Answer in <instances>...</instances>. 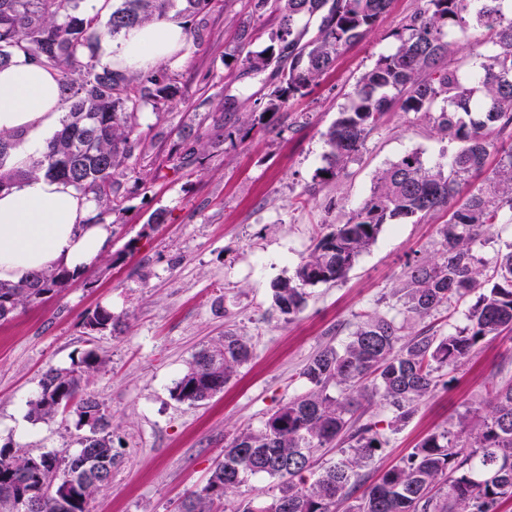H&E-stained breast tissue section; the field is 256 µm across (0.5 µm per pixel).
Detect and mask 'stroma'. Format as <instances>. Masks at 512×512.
<instances>
[{
    "mask_svg": "<svg viewBox=\"0 0 512 512\" xmlns=\"http://www.w3.org/2000/svg\"><path fill=\"white\" fill-rule=\"evenodd\" d=\"M416 5L391 0L388 13L344 48L329 72L289 100V119L304 118V126H258L233 144L214 138L215 128L240 126L246 114L261 111L276 83L268 73L242 76L233 56L238 23L250 19L249 48L259 51L277 19L255 10L254 0H211L188 19L198 39H186L180 56L166 62L179 94L166 111L143 106L138 119L149 147L138 163L158 175L143 185L125 180L126 212L112 226L111 261L91 264L67 288L0 321V447L35 457L79 450L89 429L78 426L74 410L33 421L28 402L47 370L72 368L95 351L103 365L88 390L112 422L118 464L88 510L175 512L207 485L235 435L262 429L290 399L311 391L306 364L346 344L363 314L389 313L406 339L462 324L458 311L420 319L399 304L407 266L443 253L444 208L384 225L342 279L306 286L307 302L293 320L273 300V284L292 277L317 239L347 220L379 171L412 150L426 166L442 165L458 148L427 118L396 109L385 113L344 173L329 180L321 173L327 130L357 81L393 48L391 30ZM189 126L211 137L203 157L187 153L181 132ZM158 210L165 223H151ZM99 308L117 317L115 329H86ZM228 332L248 341L251 360L210 400L178 401L172 390L194 355ZM510 378L506 333L485 340L409 420L393 422L380 400L367 404L385 442L360 472L365 484L460 415L477 431L489 383Z\"/></svg>",
    "mask_w": 512,
    "mask_h": 512,
    "instance_id": "1",
    "label": "stroma"
}]
</instances>
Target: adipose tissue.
Listing matches in <instances>:
<instances>
[{"instance_id":"1","label":"adipose tissue","mask_w":512,"mask_h":512,"mask_svg":"<svg viewBox=\"0 0 512 512\" xmlns=\"http://www.w3.org/2000/svg\"><path fill=\"white\" fill-rule=\"evenodd\" d=\"M185 43L181 20L131 29L121 39L102 40L101 65L146 70L170 58ZM62 117L61 91L54 71L25 56L0 70V132L17 134L11 165L24 166L44 151ZM96 205L73 186L45 177L0 191V281L19 283L41 271L62 267L81 272L103 258L112 225L93 223Z\"/></svg>"}]
</instances>
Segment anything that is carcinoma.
Segmentation results:
<instances>
[{"label":"carcinoma","mask_w":512,"mask_h":512,"mask_svg":"<svg viewBox=\"0 0 512 512\" xmlns=\"http://www.w3.org/2000/svg\"><path fill=\"white\" fill-rule=\"evenodd\" d=\"M85 0H0V67L17 53L56 70L63 91L60 126L46 149L23 168L7 160L12 135L0 132V186L44 176L62 180L89 195L98 223L126 211L118 194L119 179L134 153L147 145L137 134L138 113L147 102L158 110L176 94L167 68L148 72L102 66L96 48L104 38L170 17L200 13L210 0H109L107 13L90 12ZM504 0H418L416 9L392 32L394 49L379 57L358 81L349 105L326 133L329 152L322 172L334 178L364 147L381 117L397 107L433 117L434 128L459 143L447 167L428 168L416 151L405 153L377 176L362 206L315 244L293 277L275 285L281 314L302 310L304 287L344 277L376 240L383 225L399 217L422 219L457 200L446 225L443 257L421 260L405 272L403 305L424 318L441 308L467 305L466 324L443 336L421 333L403 342L395 319L373 313L341 348H328L305 367L314 386L272 414L262 430L242 432L225 445L204 493L192 495L178 512H225L224 497L253 476L276 480L270 501L243 499L232 512H334L349 502L348 512H498L512 499V380L491 382L486 414L475 434L467 417L421 440L400 464L378 481L362 487L359 469L371 465L382 448L378 422L356 424L362 402L379 397L404 422L415 405L432 395L440 378L453 373L487 338L512 333V245L490 259L477 255L482 234L512 211V148L500 136H512V18ZM390 0H256L268 6L278 26L265 49L241 57L242 75L274 69L278 83L264 111L250 127L269 125L336 63L340 51L360 39L385 16ZM320 20L315 37L304 39L302 21ZM479 27L496 30L491 48L480 55L478 80L470 84L445 64L456 38ZM497 166L476 188L470 178L484 171L488 158ZM76 275L52 269L23 283L0 282V320L67 287ZM474 303H468L471 296ZM112 312L97 309L86 327L100 332L115 326ZM252 355L247 341L233 333L194 356L176 383L173 396L203 403ZM101 360L92 351L71 369H49L40 391L28 403L33 421L52 418L69 407L90 428L81 451L71 456L38 457L0 448V512H29L36 496L39 512H88L95 493L112 477L110 420L87 390ZM342 387L336 396L328 386ZM339 440L348 444L336 462L318 470L312 483L314 454ZM71 477L66 493L51 489L50 477Z\"/></svg>","instance_id":"obj_1"}]
</instances>
